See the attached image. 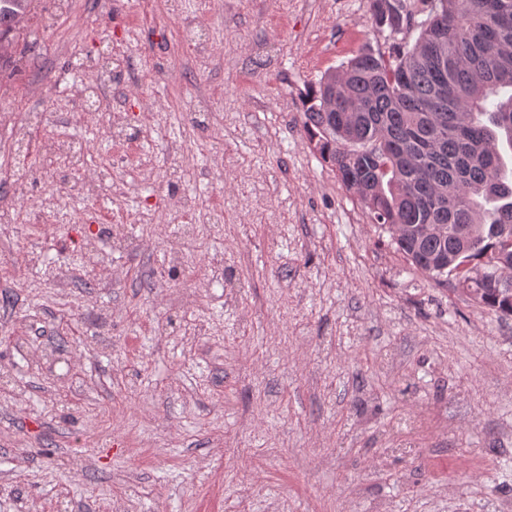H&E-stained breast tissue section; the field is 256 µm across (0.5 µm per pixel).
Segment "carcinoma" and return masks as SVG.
<instances>
[{
    "label": "carcinoma",
    "instance_id": "carcinoma-1",
    "mask_svg": "<svg viewBox=\"0 0 512 512\" xmlns=\"http://www.w3.org/2000/svg\"><path fill=\"white\" fill-rule=\"evenodd\" d=\"M413 44L397 41L413 19L402 0H369L390 51L361 52L303 99L313 149L357 197L371 223L441 225L436 235L390 236L416 271L453 279L479 305L512 318V0H422ZM33 0H0V42Z\"/></svg>",
    "mask_w": 512,
    "mask_h": 512
}]
</instances>
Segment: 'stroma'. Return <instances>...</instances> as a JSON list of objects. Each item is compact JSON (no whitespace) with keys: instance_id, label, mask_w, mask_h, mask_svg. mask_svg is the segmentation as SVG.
<instances>
[{"instance_id":"1","label":"stroma","mask_w":512,"mask_h":512,"mask_svg":"<svg viewBox=\"0 0 512 512\" xmlns=\"http://www.w3.org/2000/svg\"><path fill=\"white\" fill-rule=\"evenodd\" d=\"M55 9L0 114L86 141L114 194L0 232V512H512V319L410 268L303 131L311 82L389 46L368 0H68L40 29ZM106 58L123 108L57 121ZM201 94L217 117L186 128Z\"/></svg>"}]
</instances>
